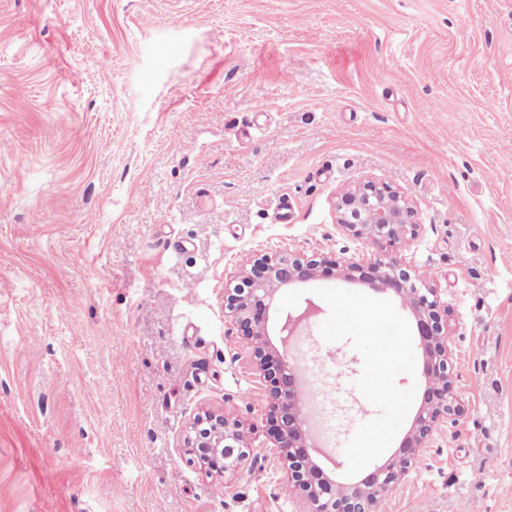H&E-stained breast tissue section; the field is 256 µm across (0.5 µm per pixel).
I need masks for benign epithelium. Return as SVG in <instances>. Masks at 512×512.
<instances>
[{
  "mask_svg": "<svg viewBox=\"0 0 512 512\" xmlns=\"http://www.w3.org/2000/svg\"><path fill=\"white\" fill-rule=\"evenodd\" d=\"M338 226L349 236L374 246L397 247L417 230L416 210L393 187L367 180L336 198ZM336 277L373 291L389 292L410 311L422 350L425 386L421 404L396 451L358 480L344 482L325 472L323 451L315 444L303 406L301 378L288 359L287 344L316 313L312 305L288 313L281 326L280 345L268 333L269 312L277 292L289 285ZM244 287L224 293V313L234 320L251 344L250 364L265 389L267 422L273 445L288 467L289 481L302 490L308 512H380L387 489L412 467L423 448L448 417L462 413L455 396L452 350L448 340V305L426 286L422 274L407 269L391 252L360 259H331L315 253H286L276 259L263 254L242 269ZM191 459L224 472H236L249 455L243 425L218 412L197 415L183 440Z\"/></svg>",
  "mask_w": 512,
  "mask_h": 512,
  "instance_id": "obj_1",
  "label": "benign epithelium"
}]
</instances>
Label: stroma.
Segmentation results:
<instances>
[{
  "label": "stroma",
  "instance_id": "1",
  "mask_svg": "<svg viewBox=\"0 0 512 512\" xmlns=\"http://www.w3.org/2000/svg\"><path fill=\"white\" fill-rule=\"evenodd\" d=\"M365 179L416 207L463 407L381 510L512 512V0H0V512H304L224 291L369 252ZM328 315L289 355L340 457L378 411ZM205 410L240 473L184 452ZM182 448L193 461L225 474L241 468L250 447L243 425L237 419L206 411L193 419Z\"/></svg>",
  "mask_w": 512,
  "mask_h": 512
}]
</instances>
